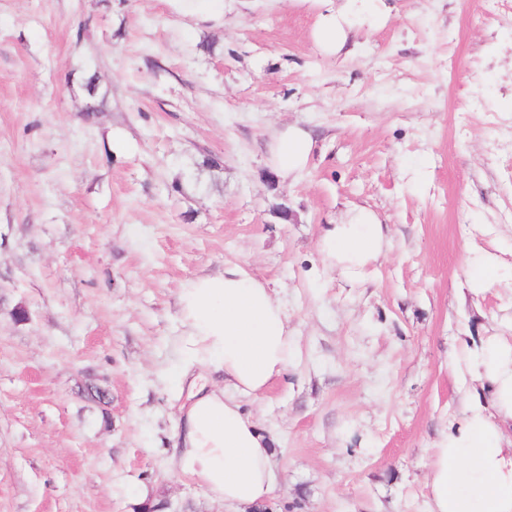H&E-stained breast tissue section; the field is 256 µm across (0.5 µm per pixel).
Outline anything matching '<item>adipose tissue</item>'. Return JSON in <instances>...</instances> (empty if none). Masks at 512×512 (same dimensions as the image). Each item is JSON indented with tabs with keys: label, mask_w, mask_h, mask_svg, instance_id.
<instances>
[{
	"label": "adipose tissue",
	"mask_w": 512,
	"mask_h": 512,
	"mask_svg": "<svg viewBox=\"0 0 512 512\" xmlns=\"http://www.w3.org/2000/svg\"><path fill=\"white\" fill-rule=\"evenodd\" d=\"M319 2L313 37L328 54L343 48L354 23L385 19L373 0H347L341 10L334 0ZM313 149L311 135L289 125L274 136L270 160L286 178L305 169ZM389 247L383 224L364 207L325 225L318 242L326 269L351 283ZM177 306L186 328L177 383L190 394L178 408L173 466L232 512L265 504L275 487L274 441L244 402L262 396L297 354L288 311L268 283L239 263L186 280ZM464 362L491 403H472L463 425L442 433L427 483L429 512H512V338L491 336L466 350Z\"/></svg>",
	"instance_id": "obj_1"
}]
</instances>
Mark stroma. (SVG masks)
Wrapping results in <instances>:
<instances>
[{
  "instance_id": "obj_1",
  "label": "stroma",
  "mask_w": 512,
  "mask_h": 512,
  "mask_svg": "<svg viewBox=\"0 0 512 512\" xmlns=\"http://www.w3.org/2000/svg\"><path fill=\"white\" fill-rule=\"evenodd\" d=\"M381 3L331 55L318 0H0V512H141L143 487L227 512L171 464L172 375L178 289L235 262L298 338L246 405L273 512H428L456 359L512 336V282L467 277L474 250L512 263V0ZM288 124L315 146L284 179ZM356 207L391 249L352 284L318 238ZM314 140L298 125H288L270 144V160L284 179L302 172L308 164Z\"/></svg>"
}]
</instances>
